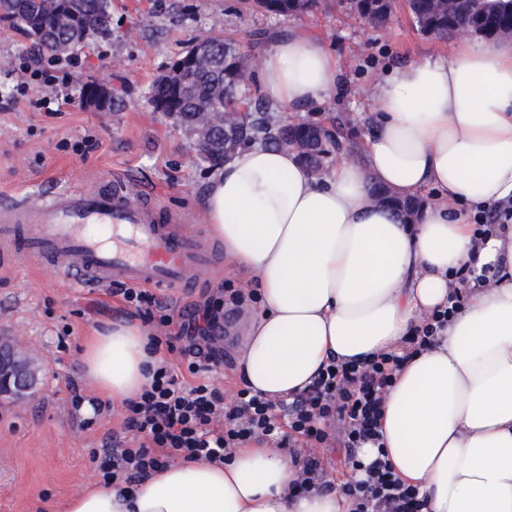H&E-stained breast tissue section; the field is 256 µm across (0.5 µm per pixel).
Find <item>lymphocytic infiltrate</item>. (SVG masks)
<instances>
[{"mask_svg":"<svg viewBox=\"0 0 512 512\" xmlns=\"http://www.w3.org/2000/svg\"><path fill=\"white\" fill-rule=\"evenodd\" d=\"M116 293L145 323L163 328L154 345L178 353L188 376L180 378L172 362L160 361L149 385L124 401V437L113 440L96 460V473L104 483L139 482L167 467L175 455L220 462L253 440L288 450L301 470L295 488L304 493L322 479L320 449L337 442L344 449L345 466L365 473L363 479L351 478L339 486L340 493L352 500L353 512H423L416 487L403 483L385 457L365 466L357 451L379 441L384 396L396 373L411 351L432 346L436 330L463 304L462 293H455L450 307L434 312L409 337L408 351L384 352L363 361L330 360L302 394L277 404L247 387L223 393L201 380L223 357L217 342L224 308L240 306L241 291L223 287L218 300L197 306L187 316L156 315L158 303L144 288L123 286Z\"/></svg>","mask_w":512,"mask_h":512,"instance_id":"1","label":"lymphocytic infiltrate"}]
</instances>
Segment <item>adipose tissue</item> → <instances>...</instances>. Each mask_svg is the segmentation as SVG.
Segmentation results:
<instances>
[{"label":"adipose tissue","instance_id":"adipose-tissue-1","mask_svg":"<svg viewBox=\"0 0 512 512\" xmlns=\"http://www.w3.org/2000/svg\"><path fill=\"white\" fill-rule=\"evenodd\" d=\"M327 44L297 32L267 40L262 89L281 110L318 108L337 91ZM363 156L317 178L297 153L252 145L211 176L200 206L226 257L254 272L243 376L267 399L291 400L330 358L397 351L448 306L454 270L491 268L414 354L387 395L382 448L417 486L425 512H512V224L474 234L481 211L512 207V43L458 38L447 58L388 71L377 84ZM430 191L410 218L374 202ZM149 332L113 324L83 349L92 382L113 400L149 382ZM291 459L264 445L222 463L182 460L132 489L97 486L66 512H351L331 490L290 493Z\"/></svg>","mask_w":512,"mask_h":512}]
</instances>
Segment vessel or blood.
Wrapping results in <instances>:
<instances>
[{"label":"vessel or blood","mask_w":512,"mask_h":512,"mask_svg":"<svg viewBox=\"0 0 512 512\" xmlns=\"http://www.w3.org/2000/svg\"><path fill=\"white\" fill-rule=\"evenodd\" d=\"M182 224L149 191L119 175L93 190L0 197V235H16L21 256L89 288L115 282L198 287L213 266L212 253Z\"/></svg>","instance_id":"1"}]
</instances>
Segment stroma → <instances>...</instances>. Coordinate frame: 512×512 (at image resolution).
<instances>
[{
	"instance_id": "stroma-1",
	"label": "stroma",
	"mask_w": 512,
	"mask_h": 512,
	"mask_svg": "<svg viewBox=\"0 0 512 512\" xmlns=\"http://www.w3.org/2000/svg\"><path fill=\"white\" fill-rule=\"evenodd\" d=\"M277 31L316 36L335 54L341 86L322 109L300 117L341 118L360 144L371 132L373 88L386 70L453 53L452 42L418 32L405 8L377 28L362 23L343 0H320L313 13L278 18L238 0H112L111 38L94 42L75 61L52 65L21 29L0 21V97L15 87L19 66L54 76L37 83V105L0 112V193L88 189L117 173L155 189L163 205L192 223L205 224L199 202L213 168L172 118L154 110L148 88L195 38L232 33L251 47L252 91L261 93L266 37ZM89 82L111 90L110 104H84ZM63 97L69 103L62 116H49L47 102ZM223 283L246 293L257 288L251 272L221 256L192 292L161 289L155 296L182 311L216 295ZM135 318L110 289L75 287L53 267L21 258L0 266V336L12 338L39 369L32 395H0V512H63L71 496L96 483L92 455L111 447L121 415L94 417L88 400L98 391L81 370L83 344L112 323ZM239 320L225 314L224 364L208 377L221 390L244 381ZM76 393L86 399L78 409L71 402ZM85 419L90 428H82Z\"/></svg>"
}]
</instances>
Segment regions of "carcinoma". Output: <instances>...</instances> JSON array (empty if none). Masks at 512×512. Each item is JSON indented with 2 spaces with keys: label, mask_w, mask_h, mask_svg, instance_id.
<instances>
[{
  "label": "carcinoma",
  "mask_w": 512,
  "mask_h": 512,
  "mask_svg": "<svg viewBox=\"0 0 512 512\" xmlns=\"http://www.w3.org/2000/svg\"><path fill=\"white\" fill-rule=\"evenodd\" d=\"M316 0H241V3L269 16L281 17L305 12ZM64 0H14L7 7L11 23L26 33L37 32L34 45L59 53L68 48L75 26L63 19ZM349 9L374 26H383L394 15L395 0H347ZM413 24L424 35L448 39L471 28L487 31L489 38H502L512 31V0H459L448 10V0H406ZM80 20L102 16L104 24L88 30V38L105 40L112 36L111 0H80ZM211 52L191 63L187 77L192 91L184 93L177 84L159 80L151 83L148 99L154 108L171 116L198 146L201 158L212 166L224 157L254 142L292 150L314 175L319 176L336 156L355 152L356 145L334 135L311 137L314 123H288L278 109L262 96L249 92L252 77L241 42L231 36L202 38ZM228 108L242 109L237 121L219 122ZM374 200L394 209L410 212L420 207L416 198H394L381 187L372 190Z\"/></svg>",
  "instance_id": "obj_1"
}]
</instances>
